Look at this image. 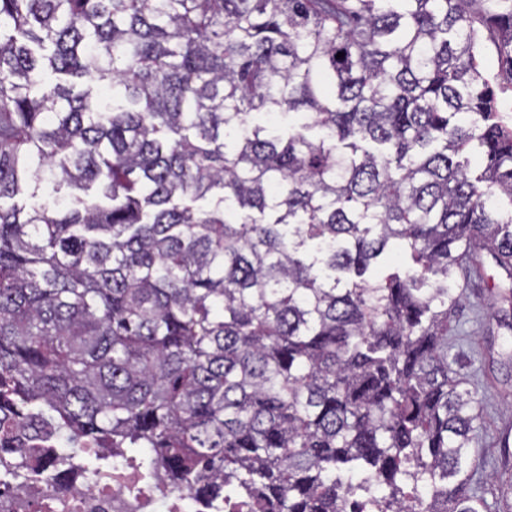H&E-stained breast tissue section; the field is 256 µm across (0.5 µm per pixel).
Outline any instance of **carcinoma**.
I'll use <instances>...</instances> for the list:
<instances>
[{"label": "carcinoma", "mask_w": 512, "mask_h": 512, "mask_svg": "<svg viewBox=\"0 0 512 512\" xmlns=\"http://www.w3.org/2000/svg\"><path fill=\"white\" fill-rule=\"evenodd\" d=\"M489 45L512 0H0V495L26 424L216 512H512L448 361L483 250L512 329Z\"/></svg>", "instance_id": "cac0c4a2"}]
</instances>
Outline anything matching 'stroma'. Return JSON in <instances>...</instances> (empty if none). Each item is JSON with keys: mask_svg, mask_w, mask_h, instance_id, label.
<instances>
[{"mask_svg": "<svg viewBox=\"0 0 512 512\" xmlns=\"http://www.w3.org/2000/svg\"><path fill=\"white\" fill-rule=\"evenodd\" d=\"M498 270L484 267L476 287L466 289L465 301L448 317V340L455 369L469 383H481L487 435L479 444L491 466L501 467L505 455L496 441L498 432L512 433V358L503 356V346L512 347V331L497 327L491 306L497 299Z\"/></svg>", "mask_w": 512, "mask_h": 512, "instance_id": "1", "label": "stroma"}]
</instances>
